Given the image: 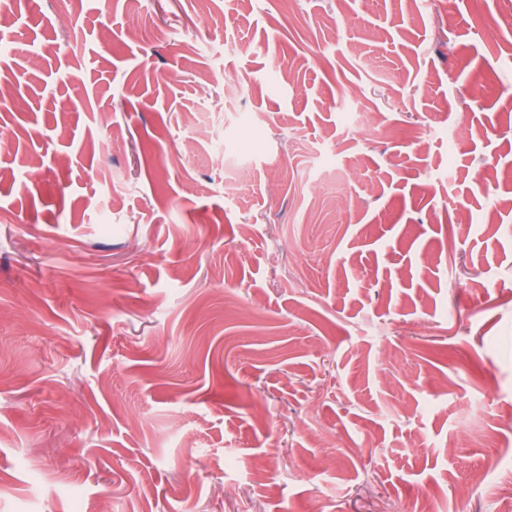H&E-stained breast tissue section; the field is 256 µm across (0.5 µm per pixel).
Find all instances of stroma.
<instances>
[{
    "instance_id": "35a3bbf8",
    "label": "stroma",
    "mask_w": 512,
    "mask_h": 512,
    "mask_svg": "<svg viewBox=\"0 0 512 512\" xmlns=\"http://www.w3.org/2000/svg\"><path fill=\"white\" fill-rule=\"evenodd\" d=\"M511 8L6 0L0 512H499Z\"/></svg>"
}]
</instances>
